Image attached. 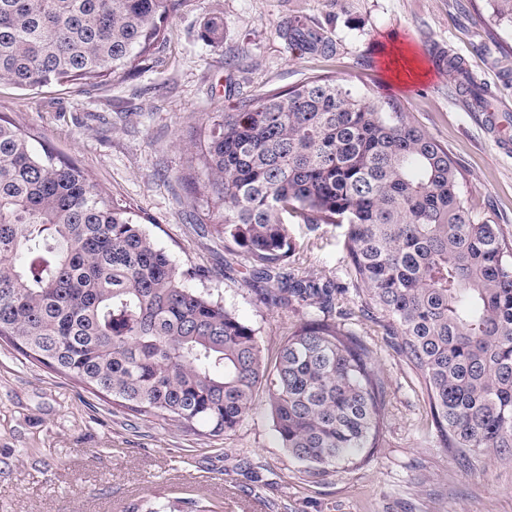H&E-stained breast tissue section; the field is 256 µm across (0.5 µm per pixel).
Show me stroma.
<instances>
[{"label": "stroma", "instance_id": "1", "mask_svg": "<svg viewBox=\"0 0 512 512\" xmlns=\"http://www.w3.org/2000/svg\"><path fill=\"white\" fill-rule=\"evenodd\" d=\"M224 23L211 43L205 23ZM303 16L332 41L330 54L277 35ZM166 40L134 74L95 85L23 90L0 83V114L31 132L35 150L74 160L90 181L127 203L174 265L259 330L274 357L298 320L260 303L264 283L223 239L204 233V203L185 148L208 115L315 75L370 101H393L444 144L476 218L512 237V28L487 0H182ZM458 57L484 91L479 113L436 57ZM294 269L335 279L337 309L373 348L389 404L383 439L362 465L315 482L279 447L264 412L211 437L160 418L143 420L111 398L0 341V512H126L182 486L224 512H512V463L460 464L440 448L427 399L387 318L363 307L348 276L344 227L293 224Z\"/></svg>", "mask_w": 512, "mask_h": 512}]
</instances>
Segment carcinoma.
I'll return each mask as SVG.
<instances>
[{"instance_id":"carcinoma-1","label":"carcinoma","mask_w":512,"mask_h":512,"mask_svg":"<svg viewBox=\"0 0 512 512\" xmlns=\"http://www.w3.org/2000/svg\"><path fill=\"white\" fill-rule=\"evenodd\" d=\"M175 0H0V82L93 85L135 70L164 42ZM512 27V0H487ZM278 34L326 53L310 20ZM207 181L204 217L271 287L260 303L297 324L278 356L259 330L192 288L126 204L75 162L36 153L0 115V340L135 415L220 437L267 393L273 431L313 478L380 447L387 388L374 351L335 311L339 285L293 272L288 218L347 225L361 303L400 336L438 443L465 461L512 458V239L477 221L448 148L395 104L327 77L245 99L189 146ZM127 512H213L144 498Z\"/></svg>"}]
</instances>
